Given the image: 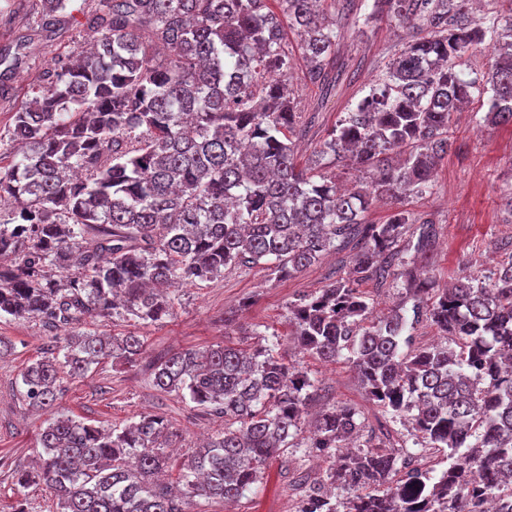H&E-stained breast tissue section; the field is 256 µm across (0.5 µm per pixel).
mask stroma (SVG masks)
Wrapping results in <instances>:
<instances>
[{
  "mask_svg": "<svg viewBox=\"0 0 512 512\" xmlns=\"http://www.w3.org/2000/svg\"><path fill=\"white\" fill-rule=\"evenodd\" d=\"M37 0H0V53L18 54L12 67L0 63V153L12 155L19 145L6 137L16 107L31 97L39 74L54 60L70 55L89 39L80 20L85 0H72L71 14L58 16L48 29L35 21ZM336 53L340 78L334 88L313 84L304 74L295 34L286 41L292 58L291 85L300 107L317 112L307 136L297 139L300 165L353 185V171L337 166L320 151L328 130L369 92L405 35L398 25L382 20L368 25L343 23ZM488 109L486 96L474 95L452 124V148L439 165L431 193L405 198L407 211L432 217L438 228L435 261L428 273L447 282L462 272L490 275L512 258V221L503 211V194L512 188V126L478 123ZM351 250L332 252L292 276L282 277L263 265L228 268L207 281L184 284L174 291L173 305L160 320L87 319L88 331L115 336H143L145 349L134 365L105 360L80 377L63 376L54 415L81 419L107 430L163 416L171 431L170 451L176 463L191 458L202 440L222 432L223 418L207 414L190 400L156 390L151 382L155 362L187 348L210 345L273 349L318 385V404L348 405L359 411L367 427H386L387 445L412 446L411 428L370 402L349 364L322 362L301 351L291 336L288 309L304 295L318 291L333 275L347 276ZM232 324H225V317ZM0 512H57V499L42 484L20 487L14 470L31 464L40 451L39 432L45 413L31 410L20 395V373L53 345V334L35 318H0ZM309 424L301 422L291 448L262 473L256 490L232 510L223 503L196 499L192 512H294L302 493L298 476H323L326 465L308 446Z\"/></svg>",
  "mask_w": 512,
  "mask_h": 512,
  "instance_id": "35a3bbf8",
  "label": "stroma"
}]
</instances>
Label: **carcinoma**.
<instances>
[{
  "instance_id": "cac0c4a2",
  "label": "carcinoma",
  "mask_w": 512,
  "mask_h": 512,
  "mask_svg": "<svg viewBox=\"0 0 512 512\" xmlns=\"http://www.w3.org/2000/svg\"><path fill=\"white\" fill-rule=\"evenodd\" d=\"M95 0L82 11L90 48L54 61L13 115L21 153L0 160V316L38 318L55 346L21 372V394L52 408L61 374L105 359L132 365L135 334L79 330L85 318L155 322L176 285L226 268L274 262L290 276L326 252L357 251L353 276L290 308L298 345L347 361L367 398L408 420L415 465L380 446L341 449L363 435L349 406L318 414L309 447L328 463L295 512H512V260L489 276L440 288L415 273L434 255L435 222L404 209L367 224L378 199L433 189L454 114L473 91L489 94L483 121L512 122V9L475 22L471 0H374L384 18L415 30L369 94L327 133L322 152L352 165L353 191L295 164L302 113L289 88L284 28L298 38L309 80L336 83V18L323 0ZM70 0H39L46 24ZM491 36L499 55L481 76L464 66ZM414 255L398 249L405 236ZM77 272L64 280L56 274ZM403 279L412 319L398 307L375 318L365 281ZM429 320L444 346L414 347L408 330ZM153 386L224 415V431L163 478L167 422L143 415L104 430L72 417L46 420L43 454L22 487L50 488L61 512H187L195 498L240 501L261 469L290 446L316 380L270 349L227 345L177 351ZM448 449V467L421 464ZM349 497L338 499L336 490Z\"/></svg>"
}]
</instances>
